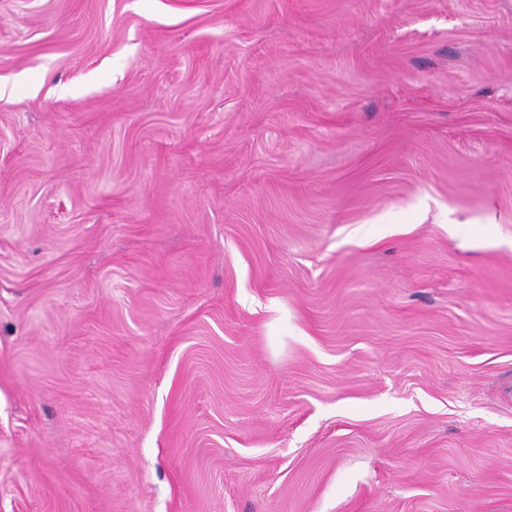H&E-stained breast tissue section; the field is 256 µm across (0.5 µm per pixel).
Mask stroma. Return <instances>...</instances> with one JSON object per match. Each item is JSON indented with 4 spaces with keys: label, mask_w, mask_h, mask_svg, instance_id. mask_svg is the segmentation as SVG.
Here are the masks:
<instances>
[{
    "label": "stroma",
    "mask_w": 512,
    "mask_h": 512,
    "mask_svg": "<svg viewBox=\"0 0 512 512\" xmlns=\"http://www.w3.org/2000/svg\"><path fill=\"white\" fill-rule=\"evenodd\" d=\"M0 512H512V0H0Z\"/></svg>",
    "instance_id": "stroma-1"
}]
</instances>
